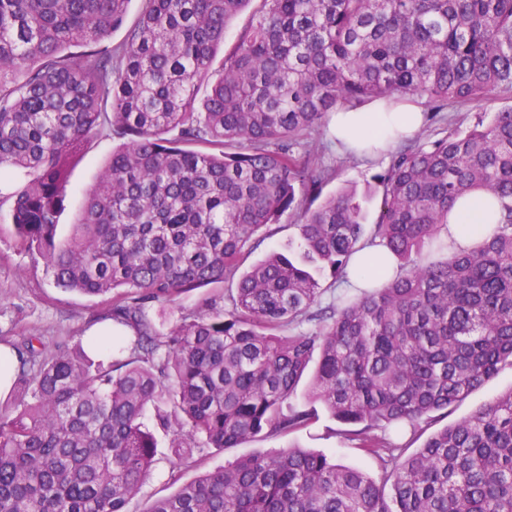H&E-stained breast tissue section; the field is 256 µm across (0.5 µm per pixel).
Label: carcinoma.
I'll use <instances>...</instances> for the list:
<instances>
[{"mask_svg": "<svg viewBox=\"0 0 512 512\" xmlns=\"http://www.w3.org/2000/svg\"><path fill=\"white\" fill-rule=\"evenodd\" d=\"M129 2L0 0V173L24 176L9 196L17 245L56 287L112 296L103 317L134 334L108 363L81 339L11 343L0 512H127L155 461L150 412L181 464L300 430L317 404L380 479L289 447L204 472L147 512H512V389L411 453L383 435L423 434L512 365V107L404 143L377 176L367 239L354 193L314 209L297 197L325 174L293 153L338 107L511 93L512 0H261L217 78L216 49L250 0H143L109 46ZM105 128L125 141L62 239L70 163ZM475 191L499 219L450 254L448 212ZM298 207L297 246L242 269ZM363 243L385 248L396 274L321 306L322 280L344 279ZM232 280L165 335L147 317L152 302ZM305 322L315 328L297 330Z\"/></svg>", "mask_w": 512, "mask_h": 512, "instance_id": "cac0c4a2", "label": "carcinoma"}]
</instances>
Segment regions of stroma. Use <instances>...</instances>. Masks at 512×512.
<instances>
[{"label": "stroma", "instance_id": "obj_1", "mask_svg": "<svg viewBox=\"0 0 512 512\" xmlns=\"http://www.w3.org/2000/svg\"><path fill=\"white\" fill-rule=\"evenodd\" d=\"M420 108L426 116L419 133L424 141H434L449 132L472 128L489 117L484 106L475 103L448 105L438 111L432 104L424 102ZM312 142V158L325 172L322 195H330L344 187L355 189L367 223H374L381 197L375 176L389 165V157L364 161L340 154L324 128L314 133ZM116 144V138L100 132L90 138L83 151L72 160L68 200L58 218L61 234H68L71 224L77 223L84 194L98 183L104 164ZM209 293V288L204 287L183 294L173 305L151 303L147 309L148 317L158 332L168 333L182 314L193 311L200 299ZM106 307V301L101 299H90L54 287L42 259L18 249L11 207L6 203L0 205V340L6 342L37 336L51 347L70 344L99 329L98 318ZM511 389L512 366L507 364L493 379L450 407L437 424L442 427L462 420L489 399ZM340 428L339 422L323 412L303 430L281 436L262 435L239 448H203L195 451L191 463L181 466L174 465L171 460L168 437L159 436L153 469L127 510L147 512L154 500L171 494L180 484L200 472L223 468L241 456L270 453L291 445L331 454L341 464L356 466L372 477H380L377 460L341 437Z\"/></svg>", "mask_w": 512, "mask_h": 512}]
</instances>
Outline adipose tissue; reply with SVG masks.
<instances>
[{
    "mask_svg": "<svg viewBox=\"0 0 512 512\" xmlns=\"http://www.w3.org/2000/svg\"><path fill=\"white\" fill-rule=\"evenodd\" d=\"M424 122V114L413 105L385 108L339 109L328 115V130L337 150L361 153L366 142L378 140L396 144L399 138L413 137ZM487 207L482 192L471 194L465 205L455 207L448 216V238L455 249L465 250L485 237ZM349 285L370 287L375 272L391 276L396 263L381 248L369 246L356 253L348 267Z\"/></svg>",
    "mask_w": 512,
    "mask_h": 512,
    "instance_id": "adipose-tissue-1",
    "label": "adipose tissue"
}]
</instances>
